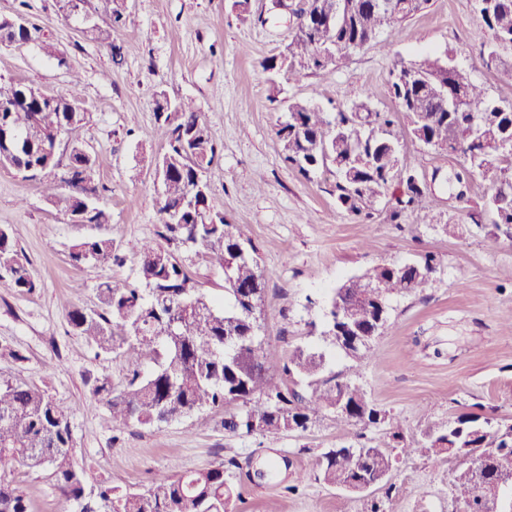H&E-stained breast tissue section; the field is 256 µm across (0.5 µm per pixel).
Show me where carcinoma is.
<instances>
[{"instance_id": "cac0c4a2", "label": "carcinoma", "mask_w": 512, "mask_h": 512, "mask_svg": "<svg viewBox=\"0 0 512 512\" xmlns=\"http://www.w3.org/2000/svg\"><path fill=\"white\" fill-rule=\"evenodd\" d=\"M388 11L373 0H304L300 12L309 18L297 26L286 47L289 78L298 81L317 70L336 65V57L319 58L315 44L330 40L351 52L385 29L394 28L423 10L429 0H389ZM346 4L336 29L320 30L315 15L337 11ZM110 27L125 20V0H108ZM492 41L483 44L487 65L499 68L495 46L501 37L512 38V0H499L498 10L482 18ZM31 38L27 24L11 25L0 20V42ZM410 71L389 83V94L397 110L413 125L416 139L448 153H461V169L448 174V187L463 186L477 174L489 181L499 195L486 206L495 216V226L512 224V105H501L470 82L460 71L438 79V61L426 58L408 63ZM74 99L42 98L38 90L21 80L0 79V163L29 179L49 174L45 199L68 222L102 225L110 215L96 206L82 182L92 180V159L71 143L70 163L57 173L55 138L78 129L85 117L73 118ZM479 113L478 141L465 146L461 136L469 127L471 112ZM157 132L165 151L157 165L164 171L163 188L157 196L160 236L197 248L210 261L224 268L234 261L233 283L224 284L227 304L218 309L196 288L187 272L167 249L152 242L138 252L140 286L108 281L99 288L101 310L68 311L73 331L86 337L103 352L123 350L136 365L122 389L96 379L91 395L108 410L113 428H148L182 419L205 408H219L241 399L242 408L229 414L224 430L235 434L304 431L312 416L321 411L335 414L341 427L356 430L364 440L357 447L332 449L321 455L322 480L344 490L356 481L372 480L391 490L387 477L393 468L392 444L403 445L394 431L388 439L374 442L365 431L380 421L362 388L349 375H326L325 353L296 349L281 367L264 356V339L257 309L264 280L257 261V248L244 224H228L211 213L209 196L197 190L207 186L204 166L216 157V147L206 125L188 101L156 107ZM389 112L372 113L370 99H354L347 111L334 115L311 101L291 104L286 124L278 130L285 160L308 174L325 169L336 176L338 202L354 213L370 207L392 184L407 186L406 204L424 193L409 171L400 165L398 139ZM510 164L500 166L501 160ZM73 260L100 266L122 262L112 239L93 237L73 246ZM434 257L420 263L376 265L349 278L335 290L328 304L339 303V317L325 318L324 341L361 362L369 355L374 337L389 321V298L427 286V269ZM0 282L19 292L35 288L26 263L10 235L0 229ZM258 403H253V399ZM71 412L46 392L21 382L0 381V512H28V503L12 485L8 474L17 465L53 470L70 512H226L232 495L231 459L190 474H161L140 493L121 492L106 481L90 486L84 471L71 460L73 439ZM457 447L471 446L487 459L489 472L497 474L512 489V476L499 472L497 454L512 453V427L506 433L487 429L478 417L459 414ZM447 423L425 429L414 451L431 458L448 447ZM485 472L464 467L455 475V512H480L481 485Z\"/></svg>"}]
</instances>
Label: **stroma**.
Instances as JSON below:
<instances>
[{"label":"stroma","mask_w":512,"mask_h":512,"mask_svg":"<svg viewBox=\"0 0 512 512\" xmlns=\"http://www.w3.org/2000/svg\"><path fill=\"white\" fill-rule=\"evenodd\" d=\"M22 16L36 32L27 43L0 42V78L22 80L59 97L78 94L86 120L75 136H61L57 157L68 164L71 138L91 154L98 202L109 224L68 223L44 198L41 181L0 164V227L28 261L36 283L30 292L0 284V379L45 390L72 411V462L88 481L107 480L121 490H146L156 474L195 472L234 458L228 512H453L450 484L459 459L413 452L428 425L464 412L512 424V227L494 226L486 202L493 189L472 177L464 200L449 192L456 155L415 140L407 120L397 126L400 158L425 191L419 206L403 209L397 187L384 191L367 214L357 215L336 197L335 178L303 174L284 160L277 135L296 100L314 99L325 111L370 96L376 112L393 111L388 86L400 63L451 57L489 97L512 103V84L485 65L476 0H429L394 32H381L336 66L298 81L280 75L270 99L260 64L284 54L294 32L287 10L273 0H128L126 21L110 41L67 19L59 0H0V18ZM120 59H113V46ZM191 101L218 147L205 172L214 213L243 224L258 248L265 281L264 350L275 362L299 347L319 348L327 370L346 371L351 360L325 345L324 307L333 288L365 269L435 257L426 288L393 295L385 331L372 344L359 377L383 419L367 432L375 440L398 426L406 449L398 453L391 492L348 494L325 484L319 456L354 445V436L322 412L306 431L269 439L225 431L227 408L151 428L117 431L90 395L89 380L120 387L132 368L120 352L99 351L76 334L69 308L99 310V287L108 280L138 282L136 256L159 242L156 161L165 145L156 132L159 95ZM112 238L122 263L98 267L70 256L75 243ZM176 260L215 302L224 300V273L185 246ZM276 461L273 475L254 472ZM14 485L29 512H63L65 503L50 470L16 466Z\"/></svg>","instance_id":"35a3bbf8"}]
</instances>
